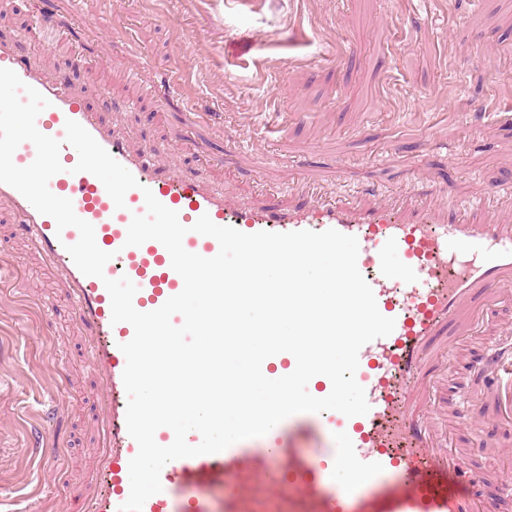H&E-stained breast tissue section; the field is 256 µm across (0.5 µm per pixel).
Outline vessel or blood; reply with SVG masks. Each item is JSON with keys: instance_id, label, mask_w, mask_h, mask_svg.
Segmentation results:
<instances>
[{"instance_id": "vessel-or-blood-1", "label": "vessel or blood", "mask_w": 512, "mask_h": 512, "mask_svg": "<svg viewBox=\"0 0 512 512\" xmlns=\"http://www.w3.org/2000/svg\"><path fill=\"white\" fill-rule=\"evenodd\" d=\"M0 68L13 70L48 100L36 126L61 140L64 167L49 189L70 199L77 216L93 225L97 245L112 255L104 278L128 277L137 287L136 310H156L183 288L160 242L126 243L133 215L145 211L148 189L189 226L184 248L206 258L218 253L217 240L191 230L204 215L249 234L334 229L356 237L358 268L380 313L395 321L389 336L359 351L356 380L370 405L367 415L306 413L273 428L259 447L236 443L216 454L171 461L160 474L162 492L149 497L142 512H264V505L282 502L287 512H489L479 491L458 482L466 463L448 443L437 383L427 366L447 360L448 345L441 340L446 330L476 335L494 314L502 285L512 283V224L447 219L432 203L405 209L320 200L302 206L231 204L223 191L171 171L147 147L132 146L63 83L21 61L13 44L0 42ZM69 119L137 179L125 208H116L96 176L75 172L78 154L63 142ZM0 208L13 217L15 235L58 278L87 341L102 443L72 512H117L130 494L129 462L138 451L126 427V358L120 349L134 330L112 323L104 278L84 275L67 252L79 239L76 228L57 230L51 217L3 183ZM504 368L512 371L511 323L500 324L474 365L483 379ZM328 432L335 434L336 447H324Z\"/></svg>"}]
</instances>
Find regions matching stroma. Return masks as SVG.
Instances as JSON below:
<instances>
[{"label": "stroma", "mask_w": 512, "mask_h": 512, "mask_svg": "<svg viewBox=\"0 0 512 512\" xmlns=\"http://www.w3.org/2000/svg\"><path fill=\"white\" fill-rule=\"evenodd\" d=\"M0 39L101 120L228 202L435 200L512 224V0H0ZM498 41L502 51L483 52ZM199 114L182 126L186 104ZM22 287L0 290V512H66L98 436L90 363L69 301L16 240ZM450 336L448 389L474 390L484 343ZM59 405L44 448L27 430ZM512 385L448 428L491 512L512 449Z\"/></svg>", "instance_id": "35a3bbf8"}]
</instances>
